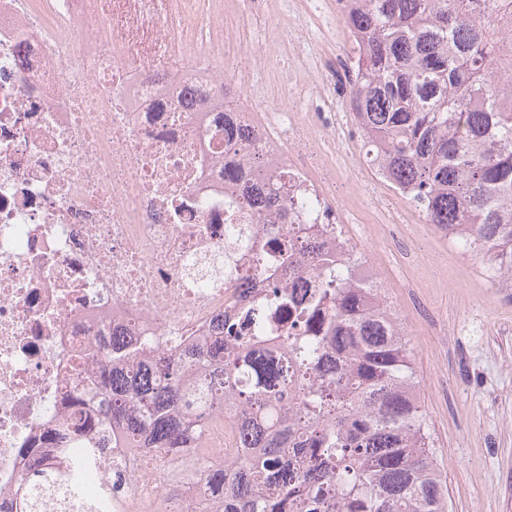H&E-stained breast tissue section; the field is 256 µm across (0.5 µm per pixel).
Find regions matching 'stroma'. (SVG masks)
Wrapping results in <instances>:
<instances>
[{"instance_id": "obj_1", "label": "stroma", "mask_w": 512, "mask_h": 512, "mask_svg": "<svg viewBox=\"0 0 512 512\" xmlns=\"http://www.w3.org/2000/svg\"><path fill=\"white\" fill-rule=\"evenodd\" d=\"M244 17L272 12L268 29L252 30L251 43L231 54L233 66H252L270 39L288 41L302 55L331 61L324 82H337L334 99L311 93L294 100L298 112H332L353 123L350 75L343 63L350 35L336 18V0H309L297 25L264 0H237ZM404 224H375L391 236L375 253L380 284L412 348L420 399L447 480L449 512H512V294L488 288L482 262L462 253L404 201Z\"/></svg>"}]
</instances>
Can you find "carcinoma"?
<instances>
[{
    "instance_id": "obj_1",
    "label": "carcinoma",
    "mask_w": 512,
    "mask_h": 512,
    "mask_svg": "<svg viewBox=\"0 0 512 512\" xmlns=\"http://www.w3.org/2000/svg\"><path fill=\"white\" fill-rule=\"evenodd\" d=\"M345 21L361 41L350 99L365 153L441 229L468 226L512 269V0H352ZM260 273L279 280L300 258L318 270L305 304L283 287L247 310L244 336L192 358L185 388L159 358L153 370L101 378L100 416L128 422L148 448H190L232 394L242 454L203 468L223 512H448L405 332L379 316L381 289L357 288L296 224ZM293 334L258 336L266 312ZM283 340L275 363L257 344Z\"/></svg>"
}]
</instances>
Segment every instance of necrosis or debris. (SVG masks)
I'll use <instances>...</instances> for the list:
<instances>
[{
  "label": "necrosis or debris",
  "instance_id": "4bbe7bcc",
  "mask_svg": "<svg viewBox=\"0 0 512 512\" xmlns=\"http://www.w3.org/2000/svg\"><path fill=\"white\" fill-rule=\"evenodd\" d=\"M245 34L225 0H0V512H222L202 468L240 456L231 419L164 456L93 429L85 396L114 341L178 357L193 384L185 355L270 291L278 187L314 200L316 241L345 255L336 177L359 131L291 108L318 57L264 111L224 66ZM177 42L186 63L158 66ZM75 395L90 426L71 439Z\"/></svg>",
  "mask_w": 512,
  "mask_h": 512
}]
</instances>
